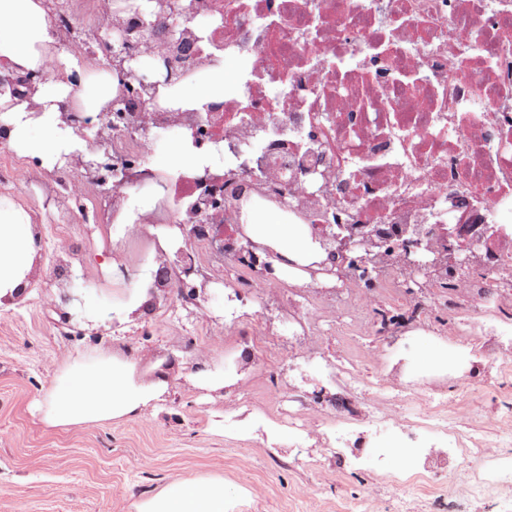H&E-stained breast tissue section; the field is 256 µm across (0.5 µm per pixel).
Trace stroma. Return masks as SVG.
<instances>
[{
    "label": "stroma",
    "mask_w": 512,
    "mask_h": 512,
    "mask_svg": "<svg viewBox=\"0 0 512 512\" xmlns=\"http://www.w3.org/2000/svg\"><path fill=\"white\" fill-rule=\"evenodd\" d=\"M45 173L28 158L31 189L0 190L1 203L27 212L39 245L26 298L0 308V512H134L135 502L170 482L204 477L223 479L227 512H430L438 494L463 498L466 512H512V482L471 491L469 465L405 484L393 496L373 465L354 468L316 440L336 418L317 395L335 390L331 372L349 359L363 377L392 374L400 385L437 390L459 429L512 460V420L487 421L512 403V370L499 367L512 343L473 350L490 315L471 316L452 334L447 313L433 310L391 355L371 336L369 316L343 308L344 292L323 283L232 303L213 281L192 303L156 291L152 304L122 322L113 311L132 291L114 287L112 257L154 274L155 233L63 221L33 188ZM64 294L71 303L61 304ZM99 353L132 356L145 374H166L168 392L155 414L45 428L37 406L62 363ZM177 353L186 365L173 363ZM201 356L236 384L218 391L198 384L191 361ZM300 405L311 433L288 431L287 444L243 426L249 416L284 421Z\"/></svg>",
    "instance_id": "stroma-1"
}]
</instances>
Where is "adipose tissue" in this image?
I'll use <instances>...</instances> for the list:
<instances>
[{
	"label": "adipose tissue",
	"instance_id": "adipose-tissue-1",
	"mask_svg": "<svg viewBox=\"0 0 512 512\" xmlns=\"http://www.w3.org/2000/svg\"><path fill=\"white\" fill-rule=\"evenodd\" d=\"M50 42L41 0H0V66L20 73L78 68L77 58L52 51ZM116 83V75L108 72L92 86L76 91L61 78L39 85L29 104L14 103L7 93L0 95V125L9 133V145L49 167L84 152L86 140L62 128L59 105L71 100L77 111H99L111 100ZM159 98L166 107L195 110L223 100L224 67L214 66L211 78L195 88L181 85L160 89ZM36 127L41 130L37 136L32 133ZM241 222L248 239L273 251L280 279L303 284V267L327 260L325 249L313 238L308 225L282 223L278 209L245 206ZM37 252V236L29 215L12 206L0 207V307L12 304L28 286ZM167 389L164 376L145 379L133 358L72 357L42 401L41 420L52 429H70L142 417L154 409ZM135 512H226L224 483L219 479L173 482L140 500Z\"/></svg>",
	"mask_w": 512,
	"mask_h": 512
}]
</instances>
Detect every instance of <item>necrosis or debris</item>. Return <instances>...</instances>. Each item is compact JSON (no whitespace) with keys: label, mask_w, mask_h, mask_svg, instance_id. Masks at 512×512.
<instances>
[{"label":"necrosis or debris","mask_w":512,"mask_h":512,"mask_svg":"<svg viewBox=\"0 0 512 512\" xmlns=\"http://www.w3.org/2000/svg\"><path fill=\"white\" fill-rule=\"evenodd\" d=\"M195 23L169 34L165 16L137 0H45L57 39L91 58L98 45L124 46V30L140 19L153 24L136 52L155 58L189 48L187 79L209 74L208 60L244 57L235 95L198 115L152 100L146 90L117 88L114 112H91L92 127L110 143L117 176L87 170L71 157L55 186L82 200L111 179L113 214L131 190H152L146 220L125 223L130 234L147 225L175 224L188 241L213 245L216 234L240 241L235 213L196 182V168L166 176L149 163L169 133L196 135L225 191L243 186L253 201L287 190V212L306 224L351 226L361 268L347 279L349 306L367 311L371 333L387 335L425 324L432 292L445 291L449 317L494 307L512 316V0H191ZM152 133L139 138V129ZM475 238L466 265L448 261L446 230ZM421 243L436 263L425 292L408 294L419 274L405 241ZM223 265L245 270L241 288L266 291L273 281L248 253L221 251ZM351 394L338 422L337 447L362 435L358 421L375 418L394 430L416 476L453 465L442 398L417 387L396 388L387 377L375 398L398 394L425 402L412 417L380 414L358 396L365 380L342 367Z\"/></svg>","instance_id":"1"}]
</instances>
